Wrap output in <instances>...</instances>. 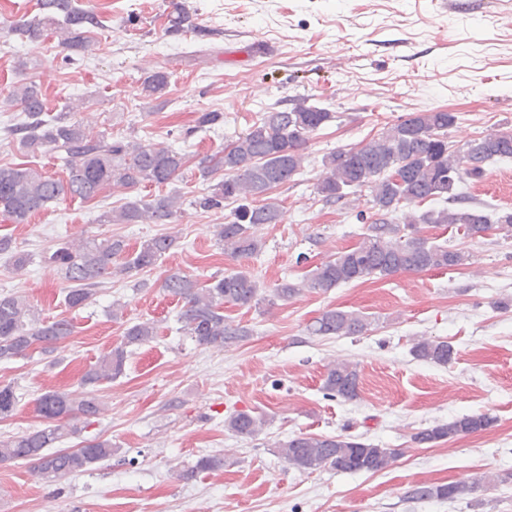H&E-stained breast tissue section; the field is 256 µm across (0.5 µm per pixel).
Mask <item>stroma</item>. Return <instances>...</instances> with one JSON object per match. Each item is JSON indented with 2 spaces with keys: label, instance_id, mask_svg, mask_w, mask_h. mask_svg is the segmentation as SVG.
I'll return each mask as SVG.
<instances>
[{
  "label": "stroma",
  "instance_id": "35a3bbf8",
  "mask_svg": "<svg viewBox=\"0 0 512 512\" xmlns=\"http://www.w3.org/2000/svg\"><path fill=\"white\" fill-rule=\"evenodd\" d=\"M105 28L93 54L64 50L56 39L21 40L0 29V89L35 82L50 113L83 100L75 119L96 131L166 143L188 163L172 182L186 199L207 188L198 160L244 132L264 110L306 96L336 112L309 140L296 182L277 189L280 223L257 229L263 250L224 254L214 225L227 212L186 208L173 224H101L98 216L157 187L107 190L97 199L65 197L15 224L0 215V237L40 253L59 239L173 234L158 264L108 280L92 304H64L56 270L33 262L14 271L0 256V294L27 296L43 320L67 318L69 341L48 363L39 352L0 363V383L19 397L0 420V440L38 426L37 398L45 391H82L85 369L120 343L127 324L152 321L155 339L133 348L122 377L102 383L103 409L86 435L111 439L120 453L54 483L23 462L0 464V512H512V239L496 233L466 237L421 225L423 236L462 250V266L390 279H369L325 294L305 293L260 309L225 307L228 321L251 336L231 347L201 346L178 322L181 303L162 287L168 270L207 282L243 270L266 288L298 279L366 233L347 204L320 200L324 154L360 144L410 112L456 113L448 139L463 146L484 132L512 130V0H180L195 30L173 33L171 0H93ZM29 66L18 71V57ZM163 70L170 86L161 108L141 94L148 74ZM224 114L218 132H196L197 113ZM473 202L512 209V159L490 162L482 180L461 186ZM120 304L124 317L109 311ZM365 315L359 336H313L308 327L330 308ZM442 338L454 348L448 366L416 359V338ZM346 359L361 370L357 399L326 397L327 367ZM267 418L253 437L232 435L236 412ZM487 413L490 429L427 447L411 442L418 429L464 414ZM300 434L353 435L401 457L371 473L289 467L277 442ZM220 454L224 468L182 482L173 472L199 456ZM502 481L457 501L410 499L422 484Z\"/></svg>",
  "mask_w": 512,
  "mask_h": 512
}]
</instances>
